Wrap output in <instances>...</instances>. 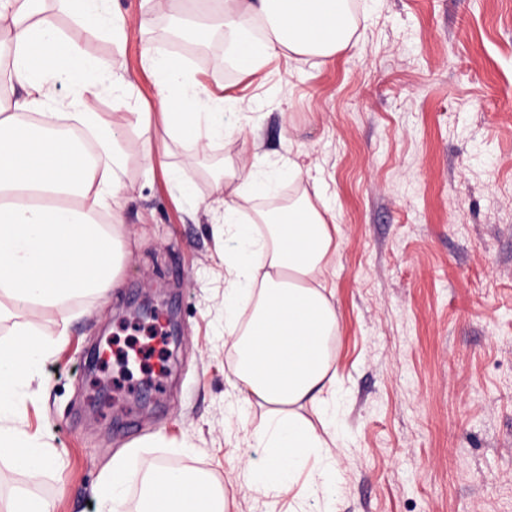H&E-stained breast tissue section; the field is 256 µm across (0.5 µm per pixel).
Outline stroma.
<instances>
[{
	"mask_svg": "<svg viewBox=\"0 0 512 512\" xmlns=\"http://www.w3.org/2000/svg\"><path fill=\"white\" fill-rule=\"evenodd\" d=\"M111 5L127 19L117 43L57 21L131 74L128 111L154 109L149 45L253 109L230 115L234 136L191 165L154 128V155L181 180L128 161L117 288L21 315L67 329L11 420L57 468L34 481L0 455V496L27 489L54 512H98L103 470L132 448L144 467H205L228 512H287L290 497L241 489L265 458L244 431L264 410L234 413L224 242L208 204L228 169L257 159L276 170L295 152L338 223L326 273L339 322L335 512H512V0H358L345 50L279 59L257 78L237 70L223 36L173 49L171 18L199 0ZM146 300L182 336L168 343L164 384L127 381L101 397L112 371L93 356L133 335Z\"/></svg>",
	"mask_w": 512,
	"mask_h": 512,
	"instance_id": "obj_1",
	"label": "stroma"
}]
</instances>
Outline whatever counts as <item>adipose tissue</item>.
Returning a JSON list of instances; mask_svg holds the SVG:
<instances>
[{
  "instance_id": "obj_1",
  "label": "adipose tissue",
  "mask_w": 512,
  "mask_h": 512,
  "mask_svg": "<svg viewBox=\"0 0 512 512\" xmlns=\"http://www.w3.org/2000/svg\"><path fill=\"white\" fill-rule=\"evenodd\" d=\"M0 0V319L38 305L45 309L82 296L106 297L117 284L122 260L119 226L125 185L119 177L130 152L153 169L152 126L160 124L196 153L201 142L221 140L231 129L224 107L199 80L168 55L150 50L155 77V113L135 115L137 139L126 146L110 121L80 111L85 99L111 94L115 108L127 104L132 82L110 61L91 55L81 41L57 25V13L74 16L80 28L122 40L125 17L110 0ZM223 28L231 59L244 75L261 76L281 55L335 56L350 42L354 25L349 0H219L214 12L198 15L197 41ZM72 89L69 103L56 94L57 79ZM23 96L13 93V86ZM284 175L297 183L289 216L261 210L242 221L244 205L264 180L231 170L212 206L221 211L225 242L224 325L238 361L232 384L241 407L257 405L266 416L249 429L252 446L265 449L245 486L254 494L296 490L299 501L316 500L317 512H334L336 462L328 455L336 435V368L328 350L338 332L334 294L322 277L333 252L336 216L318 208L309 173L289 162ZM299 214L303 223H291ZM95 269L81 276L82 267ZM66 336L65 329H29L0 343V419L18 413L30 397L40 363ZM312 410L311 424L303 415ZM0 452L13 469L39 478L56 466L53 458L18 429L0 428ZM138 474L135 454H115L97 488L101 512H127L124 487ZM139 512H224L221 488L208 474L156 466L141 476Z\"/></svg>"
}]
</instances>
